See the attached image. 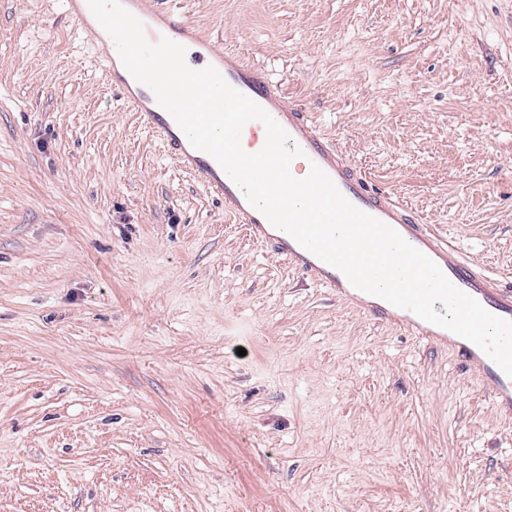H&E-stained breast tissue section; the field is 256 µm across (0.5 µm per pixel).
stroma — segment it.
Listing matches in <instances>:
<instances>
[{
    "label": "stroma",
    "instance_id": "obj_1",
    "mask_svg": "<svg viewBox=\"0 0 512 512\" xmlns=\"http://www.w3.org/2000/svg\"><path fill=\"white\" fill-rule=\"evenodd\" d=\"M512 276V0H168ZM59 0H0V512H512L448 349L249 239Z\"/></svg>",
    "mask_w": 512,
    "mask_h": 512
}]
</instances>
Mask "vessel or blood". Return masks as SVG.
<instances>
[{"label": "vessel or blood", "mask_w": 512, "mask_h": 512, "mask_svg": "<svg viewBox=\"0 0 512 512\" xmlns=\"http://www.w3.org/2000/svg\"><path fill=\"white\" fill-rule=\"evenodd\" d=\"M167 0H121L122 6L144 25L150 42L168 38L195 48L201 66L216 68L235 89L267 111L304 152L294 159L300 172L318 165L341 193L357 208L397 230L412 246L435 262L461 291L476 299L490 313L512 321V277L488 271L466 257L459 247L439 243L428 225L393 195L372 187L366 176L350 166L342 153L315 125L308 113L286 104L268 72L244 60L235 51H215L209 37L185 17L166 6ZM87 0H61V6L77 29L95 49L109 83L123 103L138 113L142 125L163 143L179 168L191 173L223 205L237 223L248 225L252 237L270 246L313 284L356 305L372 319L393 323L422 341L448 347L462 364L490 388V399L505 421H512V377L506 375L479 347L467 339L423 321L409 310L354 287L346 276L323 262L286 232L274 227L246 199L239 187L209 154L195 149L172 116L162 108L153 92L137 82L112 50V39L87 9ZM266 142L261 122H248L241 133V146L249 153Z\"/></svg>", "instance_id": "obj_1"}]
</instances>
